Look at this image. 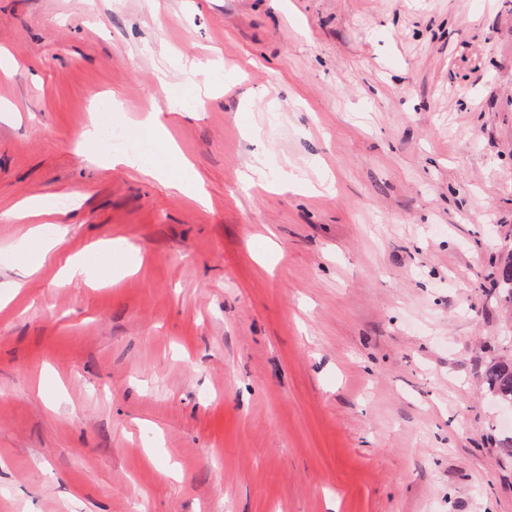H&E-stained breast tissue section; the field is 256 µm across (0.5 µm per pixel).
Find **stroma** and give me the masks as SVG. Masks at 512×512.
Wrapping results in <instances>:
<instances>
[{"label":"stroma","mask_w":512,"mask_h":512,"mask_svg":"<svg viewBox=\"0 0 512 512\" xmlns=\"http://www.w3.org/2000/svg\"><path fill=\"white\" fill-rule=\"evenodd\" d=\"M1 54L0 512H512V0H0ZM103 102L178 157L88 160ZM31 197L111 279L21 275ZM492 288L498 289V296L505 304L512 305V250L498 267V277ZM487 391L496 400L512 404V360H491L485 367L483 375Z\"/></svg>","instance_id":"35a3bbf8"}]
</instances>
